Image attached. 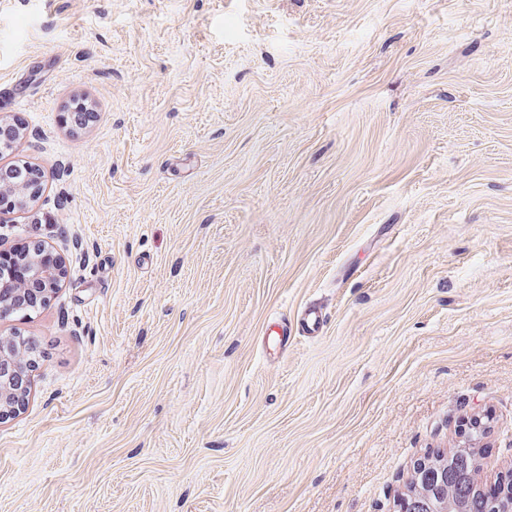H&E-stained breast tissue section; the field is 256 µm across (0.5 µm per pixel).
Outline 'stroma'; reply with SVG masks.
<instances>
[{
	"label": "stroma",
	"instance_id": "obj_1",
	"mask_svg": "<svg viewBox=\"0 0 512 512\" xmlns=\"http://www.w3.org/2000/svg\"><path fill=\"white\" fill-rule=\"evenodd\" d=\"M0 120L68 269L0 512H397L474 418L512 473V0H0Z\"/></svg>",
	"mask_w": 512,
	"mask_h": 512
}]
</instances>
